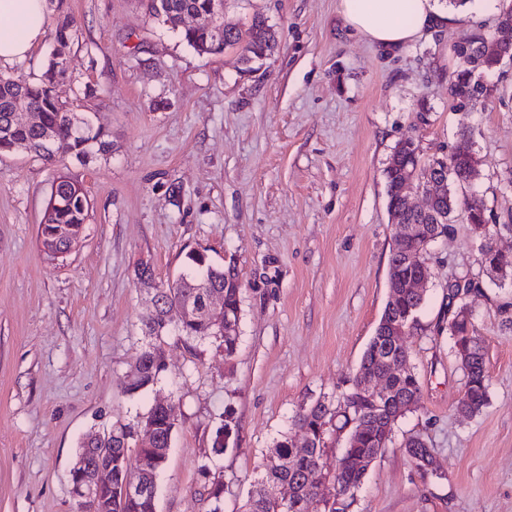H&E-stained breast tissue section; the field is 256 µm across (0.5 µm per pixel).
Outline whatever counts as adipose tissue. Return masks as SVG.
Segmentation results:
<instances>
[{"instance_id": "adipose-tissue-1", "label": "adipose tissue", "mask_w": 512, "mask_h": 512, "mask_svg": "<svg viewBox=\"0 0 512 512\" xmlns=\"http://www.w3.org/2000/svg\"><path fill=\"white\" fill-rule=\"evenodd\" d=\"M338 10L351 29L389 51L449 19L443 0H338ZM47 25L46 0H0V64L27 59Z\"/></svg>"}]
</instances>
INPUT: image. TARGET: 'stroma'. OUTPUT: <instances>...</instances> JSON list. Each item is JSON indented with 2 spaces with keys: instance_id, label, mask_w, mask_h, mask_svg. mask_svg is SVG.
<instances>
[{
  "instance_id": "stroma-1",
  "label": "stroma",
  "mask_w": 512,
  "mask_h": 512,
  "mask_svg": "<svg viewBox=\"0 0 512 512\" xmlns=\"http://www.w3.org/2000/svg\"><path fill=\"white\" fill-rule=\"evenodd\" d=\"M511 4L464 13L452 2L459 21L388 52L346 25L337 0H224L226 25L244 30L258 15L276 32L271 56L248 68L232 48L198 55L142 0H51L49 22L69 16L78 30L56 92L96 85L80 111L113 148L63 168L0 156V512H77L81 439L160 398L177 404L178 425L156 512H209L205 463L224 482V512H240L298 409L350 388L383 313L397 233L383 171L398 141L414 137L427 159L470 129L478 174L464 193L483 200L495 245L512 248V60L483 76L465 110L448 94L454 44L491 36ZM62 173L92 209L72 251L52 259L38 225ZM481 241L460 216L430 247L425 303L405 338L421 401L353 512H512V278H482L467 299L489 374V402L472 417L456 411L465 376L445 328L448 284L479 272ZM193 250L236 262V351L170 332L166 371L127 395L147 345L135 268L148 263L167 283ZM228 407L235 445L218 455ZM414 436L435 469L406 455Z\"/></svg>"
}]
</instances>
